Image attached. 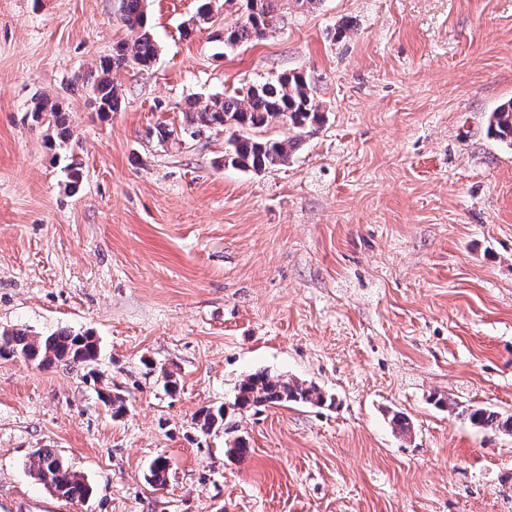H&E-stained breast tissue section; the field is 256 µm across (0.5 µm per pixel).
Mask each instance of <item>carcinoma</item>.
<instances>
[{
	"instance_id": "obj_1",
	"label": "carcinoma",
	"mask_w": 512,
	"mask_h": 512,
	"mask_svg": "<svg viewBox=\"0 0 512 512\" xmlns=\"http://www.w3.org/2000/svg\"><path fill=\"white\" fill-rule=\"evenodd\" d=\"M244 19L224 32V50H233L265 35L276 25L281 0H244ZM120 20L135 33L129 42H121L112 54L99 60L95 74L82 83L85 94L97 111L107 115L118 110L120 98L112 84V71L124 67L148 69L157 57V46L148 30L144 0H120ZM34 117L45 114L60 135L70 136L62 128L64 121L60 107L44 99L35 103ZM324 121V113L311 97L307 78L301 73H283L271 82L255 84L243 95H226L202 103L195 102L191 111V134L202 127H217L232 131L227 140L224 162L240 169L261 173L282 166L290 160L303 135ZM285 124L294 135L288 139L263 137L256 131L271 124ZM490 133L503 142L512 144V101L501 105L491 115ZM99 356L96 340L89 334L58 331L37 338L24 329L0 330V357H20L41 366L63 363L89 366ZM288 403L323 405L326 397L317 387L274 377L266 372L247 375L238 384L233 407L250 410ZM472 424L512 433V415H505L487 407L466 408ZM200 428L208 433L224 425V407L204 409L199 414ZM31 469L38 480L53 490L55 495L69 501L85 499L91 492L84 477L67 466L53 448H39L32 454ZM169 471L167 459L156 458L148 481L163 485Z\"/></svg>"
}]
</instances>
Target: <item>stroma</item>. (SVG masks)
<instances>
[{"label": "stroma", "mask_w": 512, "mask_h": 512, "mask_svg": "<svg viewBox=\"0 0 512 512\" xmlns=\"http://www.w3.org/2000/svg\"><path fill=\"white\" fill-rule=\"evenodd\" d=\"M196 7L147 0L156 61L113 72L102 116L81 80L131 37L117 0H0V329L100 346L92 383L0 357V512H512V434L434 404L512 415V145L487 133L512 99V0H283L229 52L238 0L189 33ZM290 71L326 121L287 165L184 134L194 99ZM37 94L69 139L32 120ZM258 371L332 402L234 409ZM39 448L91 494L48 491Z\"/></svg>", "instance_id": "1"}]
</instances>
